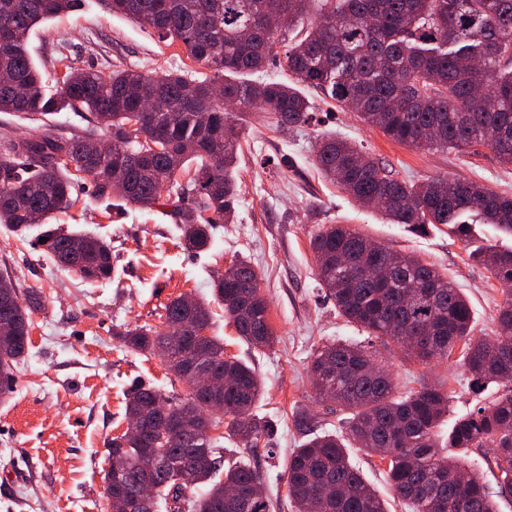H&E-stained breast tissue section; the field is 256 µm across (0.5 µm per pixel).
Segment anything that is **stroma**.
<instances>
[{
  "instance_id": "1",
  "label": "stroma",
  "mask_w": 512,
  "mask_h": 512,
  "mask_svg": "<svg viewBox=\"0 0 512 512\" xmlns=\"http://www.w3.org/2000/svg\"><path fill=\"white\" fill-rule=\"evenodd\" d=\"M29 51L46 73L58 69L62 53L72 67L104 74L116 68L207 73L181 45L159 42L150 28L112 13L102 0H81L73 11L39 24ZM309 99L314 104L310 122L290 128L276 127L272 114L258 108L234 113L241 142L238 204L233 223L220 225L208 251H184L168 216L130 205L111 207L96 197L86 177L72 191L74 205L47 225L103 237L112 246L113 279L81 281L36 248L34 235L19 236L0 225V274L10 276L20 291L40 293L43 301L31 316L30 342L16 368L13 391L0 399V512H110L104 490L107 443L123 429L131 383L187 392L184 383H171L158 360L126 348L118 331L161 325L166 304L178 296L211 298L214 277L241 255L261 276L276 342L262 351L251 349L218 306L209 333L223 340L225 355L255 367L261 377L256 414L267 429L243 458L261 470L267 497L278 503L275 512H295L284 472L289 452L310 434H338L345 425L344 414L316 396L308 376L311 358L323 344L347 341L376 349L401 390L424 383L441 386L451 395L442 424L446 431L503 391L496 382L473 385L460 355L413 364L397 347L382 345L346 322L317 280L310 241L322 225L348 224L391 250L415 255L446 274L467 297L475 335H492L507 289L470 253L485 245L510 249L512 237L489 224L473 225L462 236L445 224L415 233L391 223L324 180L314 151L319 136L333 133L371 153L397 178L418 182L455 176L509 194L512 165L486 145L455 151L400 144L320 94L310 93ZM95 124L87 112L33 118L0 113V139L47 132L69 137ZM349 455L389 512H407L393 497L386 460L356 448Z\"/></svg>"
}]
</instances>
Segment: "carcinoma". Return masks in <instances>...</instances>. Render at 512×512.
Instances as JSON below:
<instances>
[{
  "instance_id": "1",
  "label": "carcinoma",
  "mask_w": 512,
  "mask_h": 512,
  "mask_svg": "<svg viewBox=\"0 0 512 512\" xmlns=\"http://www.w3.org/2000/svg\"><path fill=\"white\" fill-rule=\"evenodd\" d=\"M76 2L0 0V112L87 111L111 144L110 154L98 153L96 131L0 140V224L16 230L28 228L35 213L48 219L72 207L73 177L81 173L100 199L170 208L180 244L206 251L216 226L232 223L237 203L240 132L228 107L245 112L258 106L273 113L279 127L301 125L313 110L307 89L353 108L364 123L401 144L463 150L484 144L485 134L494 132L490 147L512 165V0H108L113 13L151 28L162 42H179L189 59L213 71L202 81L171 71L104 75L75 69L63 57L65 74L46 75L28 49L29 32ZM269 13L279 16L278 27L263 24ZM279 56L288 81L247 79ZM133 113L140 115L148 148L130 166L129 154L141 150L126 142ZM319 147L315 161L323 177L355 201L377 205L395 224L418 233L429 224H447L464 234L472 217L512 236V195L448 176L408 183L332 135L323 136ZM45 237L37 245L59 268L83 281L113 277L106 241L81 234ZM372 244L345 224L324 225L313 237L317 277L338 313L424 365L449 359L459 347L475 385L500 382L507 389L491 405L457 419L444 435L447 392L423 384L400 393L390 372L373 370L375 356L364 346L326 345L311 361L313 388L347 415L345 436L316 435L290 455L288 497L296 512H386L348 452L351 447L377 455L385 448L392 493L412 512H497L477 475H470L465 493L456 490L452 475L464 468L451 449H494L498 494L512 493V292L495 314L494 336L476 337L469 302L448 276L412 255ZM472 258L498 282L512 284V250L488 247ZM213 294L242 341L257 350L272 346L268 303L250 261L238 259L232 273L213 283ZM41 307L39 293L21 297L11 277L0 276L1 396L12 390L15 366L29 344L31 314ZM165 319L180 322L182 335L136 325L118 336L148 359L157 346H169L174 360L168 371L180 382L199 358L224 370L225 434L210 435L202 397L133 382L125 415H150L162 403L184 430L163 434L153 423L140 440L112 437L108 456L125 458L106 490L115 498L112 507L133 500L148 476L156 487L151 512H273L270 501L256 494L262 481L256 467L231 466L224 480H212L224 457L220 439L247 449L266 430L254 412L260 376L224 356L219 337L196 342L187 321L210 327L211 312L202 301L188 310L177 297L166 306ZM405 336L414 340L405 342ZM227 488L236 495L225 496Z\"/></svg>"
}]
</instances>
